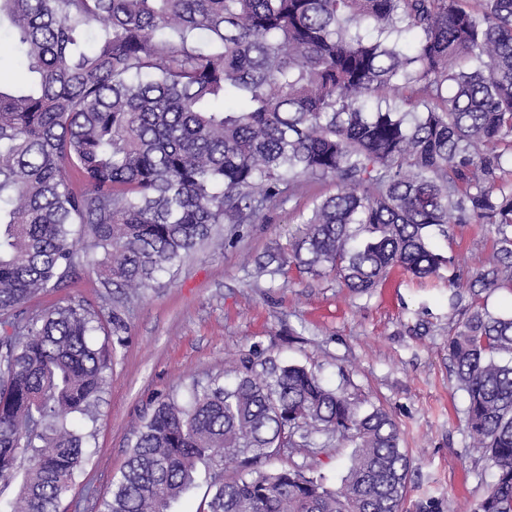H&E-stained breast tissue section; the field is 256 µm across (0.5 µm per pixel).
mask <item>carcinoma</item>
<instances>
[{"label":"carcinoma","mask_w":512,"mask_h":512,"mask_svg":"<svg viewBox=\"0 0 512 512\" xmlns=\"http://www.w3.org/2000/svg\"><path fill=\"white\" fill-rule=\"evenodd\" d=\"M0 0L26 78L0 87V491L6 512H61L92 458L94 408L127 324L217 224L258 221L334 179L288 248L292 264L367 294L393 268L433 278L449 217L489 224L472 295L512 286L506 160L512 0ZM88 228L81 261L73 226ZM89 265L104 304L28 307ZM102 334L112 341L101 344ZM512 312L473 303L448 340L467 427L496 468L479 512H512ZM230 385L159 400L97 512H171L204 467L208 512H402L411 459L382 408L302 365L243 357ZM352 447L342 488L293 461ZM241 474L223 478L224 463Z\"/></svg>","instance_id":"carcinoma-1"}]
</instances>
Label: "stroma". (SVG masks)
I'll list each match as a JSON object with an SVG mask.
<instances>
[{"instance_id": "1", "label": "stroma", "mask_w": 512, "mask_h": 512, "mask_svg": "<svg viewBox=\"0 0 512 512\" xmlns=\"http://www.w3.org/2000/svg\"><path fill=\"white\" fill-rule=\"evenodd\" d=\"M335 191L330 179L312 184L257 223L237 232L220 228L126 304L129 330L99 403L95 458L64 501L65 512H92V503L108 496L137 427L158 400L183 394L192 381L223 376L227 364L244 356L306 366L328 387L386 410L413 459L404 512H478L495 469L470 438L467 395L448 358V339L471 294L463 293L455 310L444 277L420 283L397 270L359 296L331 276L256 273L269 247L287 243L299 211ZM494 244L490 225L455 221L434 241L463 282ZM106 293L85 268L70 286L33 304L97 303Z\"/></svg>"}]
</instances>
